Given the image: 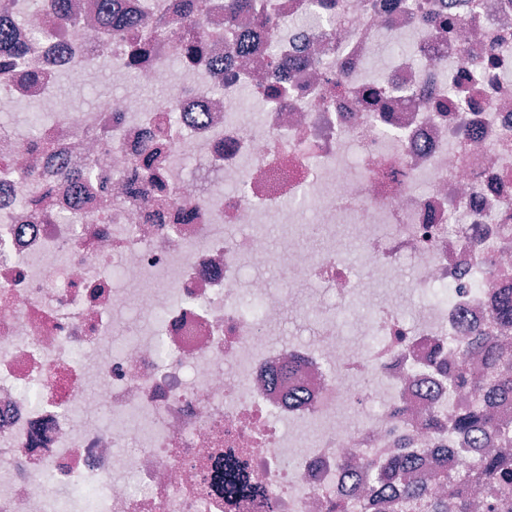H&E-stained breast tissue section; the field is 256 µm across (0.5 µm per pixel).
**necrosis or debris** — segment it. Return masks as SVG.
Returning a JSON list of instances; mask_svg holds the SVG:
<instances>
[{"instance_id":"1","label":"necrosis or debris","mask_w":512,"mask_h":512,"mask_svg":"<svg viewBox=\"0 0 512 512\" xmlns=\"http://www.w3.org/2000/svg\"><path fill=\"white\" fill-rule=\"evenodd\" d=\"M76 2L67 30L14 28L26 52L0 55V107L50 99L61 76L89 80L101 0ZM270 2L280 29L247 56L230 40L255 15L203 4L209 62L176 83L163 59L142 60V83L182 112L171 140L131 95L30 139L0 126V512H326L352 454L357 497L371 463L407 448L476 464L424 420L471 402L431 360L448 339L501 335L490 293L512 287V247L496 248L512 232V0H427L447 29L420 0H338L339 24L314 0ZM390 36L413 37L422 64L401 58L367 79ZM337 64L345 82L328 100ZM254 100L257 128L233 116ZM184 155L234 190L203 193ZM67 171L82 173L79 190L64 187ZM310 217L346 225L368 280L355 283L333 241L299 247ZM267 219L288 227L278 251L293 273L345 305L317 317L316 339L271 338L287 311L319 302L273 291L256 229ZM404 260L415 278L388 287ZM415 288L432 296L411 317ZM129 307L140 332L112 348ZM230 454L266 503L225 507L209 477Z\"/></svg>"}]
</instances>
